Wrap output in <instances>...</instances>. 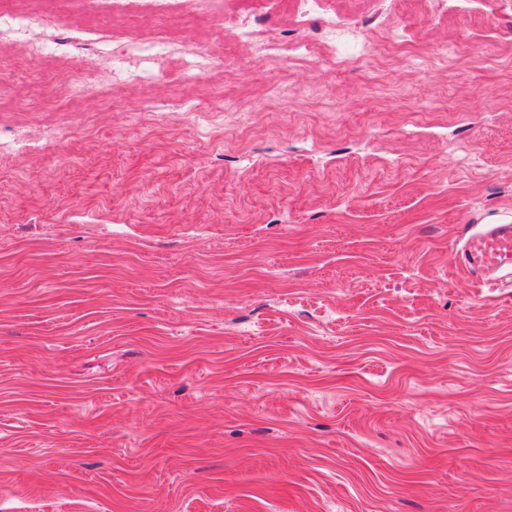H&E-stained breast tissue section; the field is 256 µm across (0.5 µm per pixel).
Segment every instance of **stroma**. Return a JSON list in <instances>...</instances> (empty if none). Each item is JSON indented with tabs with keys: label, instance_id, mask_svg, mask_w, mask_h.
<instances>
[{
	"label": "stroma",
	"instance_id": "35a3bbf8",
	"mask_svg": "<svg viewBox=\"0 0 512 512\" xmlns=\"http://www.w3.org/2000/svg\"><path fill=\"white\" fill-rule=\"evenodd\" d=\"M336 8L372 61L242 45L213 88L65 99L143 66L90 8L9 46L0 136L40 141L0 158V512H512V281L459 261L512 221V10L389 0L402 65Z\"/></svg>",
	"mask_w": 512,
	"mask_h": 512
}]
</instances>
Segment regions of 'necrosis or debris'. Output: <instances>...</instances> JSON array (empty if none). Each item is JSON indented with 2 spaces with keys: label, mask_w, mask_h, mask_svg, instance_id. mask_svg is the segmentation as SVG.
<instances>
[{
  "label": "necrosis or debris",
  "mask_w": 512,
  "mask_h": 512,
  "mask_svg": "<svg viewBox=\"0 0 512 512\" xmlns=\"http://www.w3.org/2000/svg\"><path fill=\"white\" fill-rule=\"evenodd\" d=\"M298 20H305L311 12L325 17L326 36L329 44L338 48L332 65H340L343 57L341 48L353 47L362 58L374 56L376 45L364 37L358 26L347 18L336 16L330 9L331 0H291ZM51 4L53 18L62 27H69L76 0H0V46L8 47L12 42L26 35L39 25L45 14L43 4ZM282 0H111L112 12L123 15L125 23L118 30L120 43L117 53L162 60L165 71L175 79L205 80L212 71L221 69L227 72L237 67V58L232 48L223 53L186 52L176 57L172 54L169 31L163 30L152 36H143L137 25L138 16L145 11L156 12L179 22L197 20L214 21L216 24L233 23L241 41L256 49L273 54L275 59H297L311 50L310 44L286 40L272 44L259 40L252 27L253 21L269 15L279 7Z\"/></svg>",
  "instance_id": "obj_1"
}]
</instances>
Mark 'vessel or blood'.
Wrapping results in <instances>:
<instances>
[{
  "mask_svg": "<svg viewBox=\"0 0 512 512\" xmlns=\"http://www.w3.org/2000/svg\"><path fill=\"white\" fill-rule=\"evenodd\" d=\"M461 262L478 279L493 281L512 274V222L484 224L467 231Z\"/></svg>",
  "mask_w": 512,
  "mask_h": 512,
  "instance_id": "obj_1",
  "label": "vessel or blood"
}]
</instances>
